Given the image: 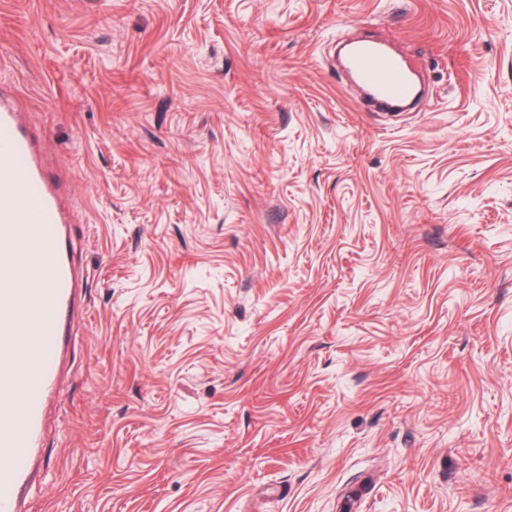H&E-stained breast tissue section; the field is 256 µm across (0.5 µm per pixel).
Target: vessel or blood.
<instances>
[{
	"label": "vessel or blood",
	"mask_w": 512,
	"mask_h": 512,
	"mask_svg": "<svg viewBox=\"0 0 512 512\" xmlns=\"http://www.w3.org/2000/svg\"><path fill=\"white\" fill-rule=\"evenodd\" d=\"M343 68L368 105L392 110L417 98L416 65L391 46L356 40ZM17 102L0 101V512H31L49 468L42 448L52 428L69 332L83 278L61 191L35 149Z\"/></svg>",
	"instance_id": "1"
}]
</instances>
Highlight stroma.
Returning a JSON list of instances; mask_svg holds the SVG:
<instances>
[{
    "mask_svg": "<svg viewBox=\"0 0 512 512\" xmlns=\"http://www.w3.org/2000/svg\"><path fill=\"white\" fill-rule=\"evenodd\" d=\"M2 89L89 274L35 512H512V0H0ZM343 69L362 90L365 103L394 110L418 98L417 64L391 46L373 40H356L349 47Z\"/></svg>",
    "mask_w": 512,
    "mask_h": 512,
    "instance_id": "35a3bbf8",
    "label": "stroma"
}]
</instances>
